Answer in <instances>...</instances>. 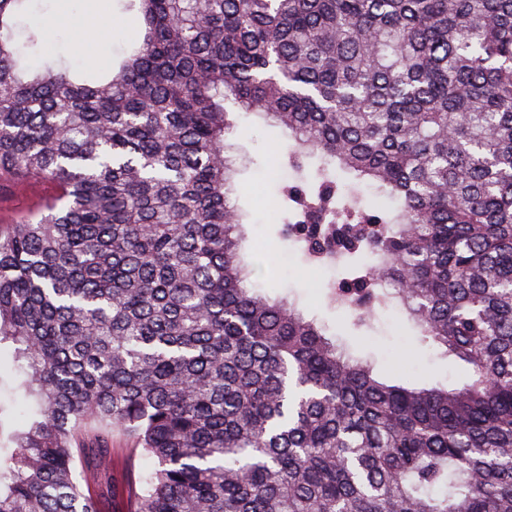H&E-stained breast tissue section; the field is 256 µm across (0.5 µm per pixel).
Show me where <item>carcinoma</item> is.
I'll use <instances>...</instances> for the list:
<instances>
[{
	"mask_svg": "<svg viewBox=\"0 0 512 512\" xmlns=\"http://www.w3.org/2000/svg\"><path fill=\"white\" fill-rule=\"evenodd\" d=\"M106 75L18 44L0 0V512H512V0H118ZM291 144L281 223L350 327L404 307L459 383L340 352L248 285L236 115ZM369 183L365 203L355 187ZM0 185V224H11L20 213L36 210L43 204L42 186L13 180L3 181ZM11 363L6 362L2 366V377H4L6 381V385L1 386L0 389V398L6 402L12 401L16 406H18V413L16 416L17 422L20 424L23 422L24 416L22 415V406L25 402V395L21 390H14V385L11 382V377L13 371L11 370ZM127 448H129L128 442L124 437L116 435L112 438V471L106 475L100 486V491L105 495H110L108 490L112 478L114 482H119L130 467V463L137 472L147 473L152 469V462L150 460L136 458L130 461Z\"/></svg>",
	"mask_w": 512,
	"mask_h": 512,
	"instance_id": "cac0c4a2",
	"label": "carcinoma"
}]
</instances>
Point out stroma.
<instances>
[{
    "instance_id": "stroma-1",
    "label": "stroma",
    "mask_w": 512,
    "mask_h": 512,
    "mask_svg": "<svg viewBox=\"0 0 512 512\" xmlns=\"http://www.w3.org/2000/svg\"><path fill=\"white\" fill-rule=\"evenodd\" d=\"M56 5L57 0H40L38 4L47 22L42 52L45 58L71 65L80 61L84 51L78 30L85 24V4L83 0H69L65 11L70 21L66 24L59 22ZM98 5L103 14L112 18V36L99 45L92 68L105 71L111 67L114 55L135 37L136 30L120 13L116 0H98ZM230 141L254 160L251 169L239 177V196L250 201V233L267 250L266 255L254 260L255 281L297 300L306 313L317 316L335 332L338 344L350 346L354 353L374 355L381 366L396 367L414 380L457 381L459 374L454 368L429 346L405 335L402 316L395 310L382 313L370 326L355 331L347 325L346 312L328 305L318 284L333 278V271L307 268L291 241L279 234L280 215L275 200L285 178L276 152L288 145L281 131L244 115ZM43 195L40 186L12 180L0 182V224L12 223L20 213L36 210L43 203Z\"/></svg>"
}]
</instances>
